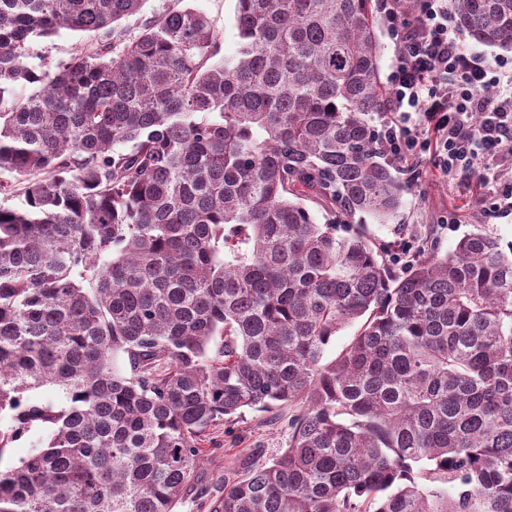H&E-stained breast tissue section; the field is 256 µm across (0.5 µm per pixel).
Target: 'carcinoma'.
Listing matches in <instances>:
<instances>
[{"label": "carcinoma", "instance_id": "carcinoma-1", "mask_svg": "<svg viewBox=\"0 0 512 512\" xmlns=\"http://www.w3.org/2000/svg\"><path fill=\"white\" fill-rule=\"evenodd\" d=\"M176 2L128 39L144 0H0V172L24 183L0 205V452L50 430L0 512H175L216 424L285 403L288 447L239 458L209 512H512V251L471 233L394 275L306 205L386 221L410 189L374 125L373 0H236L221 58ZM453 21L512 52V0ZM63 30L93 39L29 62ZM43 385L62 399L29 402Z\"/></svg>", "mask_w": 512, "mask_h": 512}]
</instances>
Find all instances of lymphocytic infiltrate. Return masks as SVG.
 Instances as JSON below:
<instances>
[{"label":"lymphocytic infiltrate","instance_id":"obj_1","mask_svg":"<svg viewBox=\"0 0 512 512\" xmlns=\"http://www.w3.org/2000/svg\"><path fill=\"white\" fill-rule=\"evenodd\" d=\"M418 2L409 22L402 0L379 3L393 24L396 52L388 78V109L396 117L381 138L397 162L431 151L452 176L489 167L512 144V59L466 51L450 0Z\"/></svg>","mask_w":512,"mask_h":512}]
</instances>
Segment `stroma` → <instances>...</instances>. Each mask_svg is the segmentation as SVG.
Wrapping results in <instances>:
<instances>
[{
    "mask_svg": "<svg viewBox=\"0 0 512 512\" xmlns=\"http://www.w3.org/2000/svg\"><path fill=\"white\" fill-rule=\"evenodd\" d=\"M193 5L214 21L221 35V55L235 54L239 47L236 0H193ZM398 170L412 187L404 198L400 217L384 224L366 215L353 219L360 233L382 247L392 273L399 275L404 270L402 264L393 262L394 250L413 238L442 254L453 250L460 238L472 232L492 234L505 245L512 243V212L496 208L498 190L512 184V160H499L491 172L479 170L462 178L446 175L427 158L401 164ZM299 412V407L288 405L268 411L246 408L225 420L204 445L195 483L178 512H205L204 500L223 494L224 480L232 474L239 456L256 448L268 459L278 455L288 445L289 423Z\"/></svg>",
    "mask_w": 512,
    "mask_h": 512,
    "instance_id": "stroma-1",
    "label": "stroma"
}]
</instances>
